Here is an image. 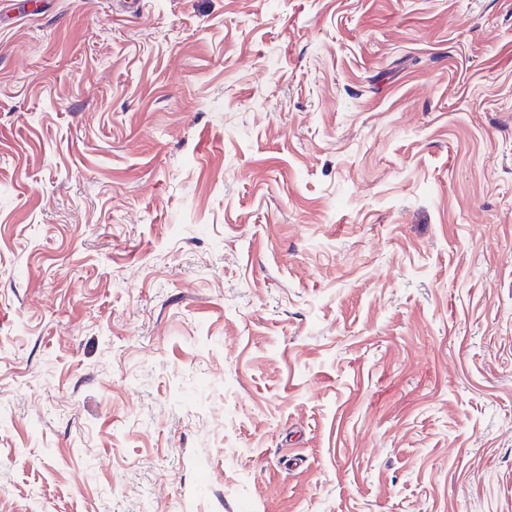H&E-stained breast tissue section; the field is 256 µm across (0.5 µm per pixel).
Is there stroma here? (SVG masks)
<instances>
[{
    "instance_id": "obj_1",
    "label": "stroma",
    "mask_w": 512,
    "mask_h": 512,
    "mask_svg": "<svg viewBox=\"0 0 512 512\" xmlns=\"http://www.w3.org/2000/svg\"><path fill=\"white\" fill-rule=\"evenodd\" d=\"M0 512H512V0H0Z\"/></svg>"
}]
</instances>
